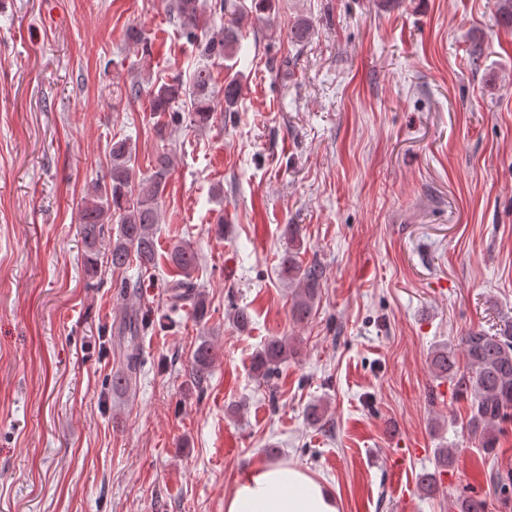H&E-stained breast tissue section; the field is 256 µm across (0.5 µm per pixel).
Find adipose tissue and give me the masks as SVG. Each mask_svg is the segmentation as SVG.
I'll list each match as a JSON object with an SVG mask.
<instances>
[{
    "label": "adipose tissue",
    "mask_w": 512,
    "mask_h": 512,
    "mask_svg": "<svg viewBox=\"0 0 512 512\" xmlns=\"http://www.w3.org/2000/svg\"><path fill=\"white\" fill-rule=\"evenodd\" d=\"M224 512H339L336 491L293 464L264 465L224 497Z\"/></svg>",
    "instance_id": "1"
}]
</instances>
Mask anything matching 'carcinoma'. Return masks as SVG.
I'll use <instances>...</instances> for the list:
<instances>
[{"label": "carcinoma", "instance_id": "1", "mask_svg": "<svg viewBox=\"0 0 512 512\" xmlns=\"http://www.w3.org/2000/svg\"><path fill=\"white\" fill-rule=\"evenodd\" d=\"M199 0H169L170 17L180 22V33L187 42L200 50V63L188 81L176 79L170 83L145 86V80L133 78L124 88V98L135 101L147 92L151 111L170 117L159 132L177 131L184 123L183 115L175 109L180 102L190 103L189 123L204 127L215 112L212 86L214 83L211 61L216 58L231 60L235 57L240 41L239 13L232 0H214L213 9L230 14L222 30L207 35L198 12ZM240 95V81L236 76L224 80L223 111L236 110ZM136 153L131 140L114 138L109 149L110 167L107 174L92 185L91 193L84 198L79 213V235L84 245V267L87 275L97 274L101 250H107L112 271H120L135 263L146 270L158 262L155 225L160 221L159 199L174 166V157L167 151L158 153L151 166V173L139 177L135 170ZM118 218L117 231L109 224ZM169 265L179 279L169 285V298L159 325L169 328L176 324L174 314L186 302H191L192 314L197 321L208 316L204 291L195 281L199 256L188 244L174 243L166 253ZM281 271L288 280L296 283L291 307L295 321L307 320L319 298L325 279L324 267L318 261L302 264L298 252L290 247L281 258ZM154 320L144 319L134 313L117 329V335L127 339L123 367L112 375V389H125L136 379L139 367L137 340ZM463 354L469 370L459 372L455 350L439 345L431 352V366L440 377L454 381L458 393L470 397L468 426L478 437L482 447H496L500 424L512 409V324L501 332L490 335L483 330H472L461 338ZM288 341L272 337L256 353L252 370L257 380L268 381L287 359ZM212 363L210 346L203 342L191 356L189 377L196 387L207 381Z\"/></svg>", "mask_w": 512, "mask_h": 512}]
</instances>
